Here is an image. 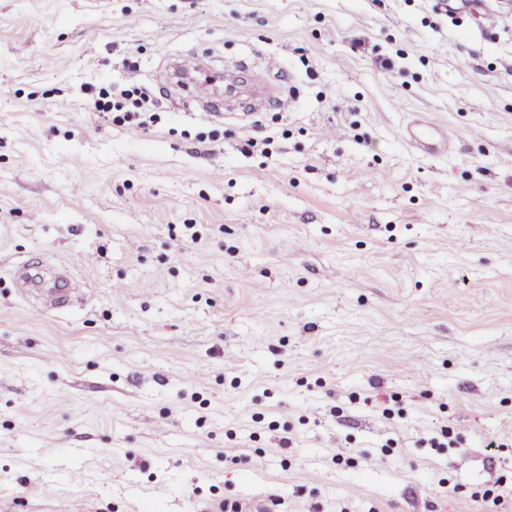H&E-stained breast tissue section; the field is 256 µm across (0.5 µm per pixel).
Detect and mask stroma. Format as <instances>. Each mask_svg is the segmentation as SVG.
Masks as SVG:
<instances>
[{
    "mask_svg": "<svg viewBox=\"0 0 512 512\" xmlns=\"http://www.w3.org/2000/svg\"><path fill=\"white\" fill-rule=\"evenodd\" d=\"M510 433L512 0H0V512H501ZM89 105L96 112L112 114V122L117 124L145 126L159 120V113L153 112L154 95L138 86H112L98 91L95 88L91 90ZM404 141L423 156H437L448 151V130L425 118L410 120L402 131ZM62 283L64 288L55 290L56 296L50 300L48 305L50 308L49 310L62 309L68 305V301L72 300L74 295H83L84 293L80 282L71 275H69ZM59 293L63 294L58 296Z\"/></svg>",
    "mask_w": 512,
    "mask_h": 512,
    "instance_id": "obj_1",
    "label": "stroma"
}]
</instances>
